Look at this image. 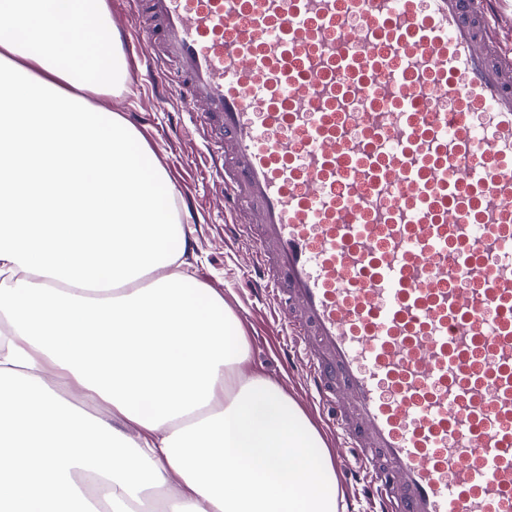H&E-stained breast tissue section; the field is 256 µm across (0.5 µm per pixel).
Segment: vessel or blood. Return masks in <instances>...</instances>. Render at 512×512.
Returning <instances> with one entry per match:
<instances>
[{"mask_svg": "<svg viewBox=\"0 0 512 512\" xmlns=\"http://www.w3.org/2000/svg\"><path fill=\"white\" fill-rule=\"evenodd\" d=\"M129 12L378 512H512V54L492 0Z\"/></svg>", "mask_w": 512, "mask_h": 512, "instance_id": "obj_1", "label": "vessel or blood"}]
</instances>
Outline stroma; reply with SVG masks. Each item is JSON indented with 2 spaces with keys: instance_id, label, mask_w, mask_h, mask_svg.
<instances>
[{
  "instance_id": "stroma-1",
  "label": "stroma",
  "mask_w": 512,
  "mask_h": 512,
  "mask_svg": "<svg viewBox=\"0 0 512 512\" xmlns=\"http://www.w3.org/2000/svg\"><path fill=\"white\" fill-rule=\"evenodd\" d=\"M130 77L124 90L90 97L94 112L101 116L121 115L139 135L164 168L177 192V206L188 238V259L196 278L223 295L242 324L250 351V370L280 383L292 395L315 427L323 422L311 400L304 395L305 381L289 374L281 363L274 340L264 333L270 316L266 300L253 296L247 273V255L240 244L224 236V207L219 182L184 174L187 161L204 162L206 143L201 136L186 137L179 128L184 122L177 102L159 108L143 79L140 63L129 62Z\"/></svg>"
}]
</instances>
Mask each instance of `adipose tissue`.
Masks as SVG:
<instances>
[{
    "instance_id": "1",
    "label": "adipose tissue",
    "mask_w": 512,
    "mask_h": 512,
    "mask_svg": "<svg viewBox=\"0 0 512 512\" xmlns=\"http://www.w3.org/2000/svg\"><path fill=\"white\" fill-rule=\"evenodd\" d=\"M105 0H0V512H338L323 438L185 258ZM165 276L149 280L156 269Z\"/></svg>"
}]
</instances>
